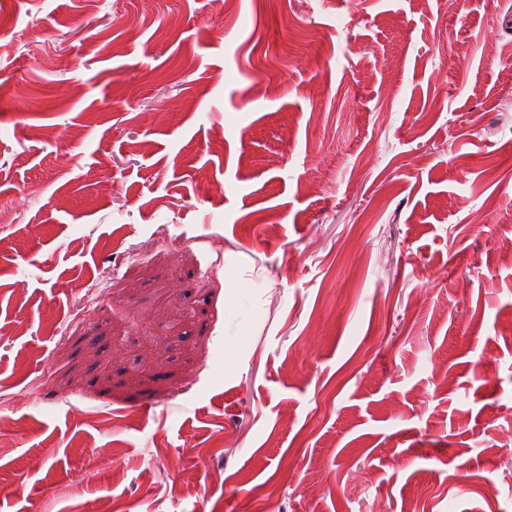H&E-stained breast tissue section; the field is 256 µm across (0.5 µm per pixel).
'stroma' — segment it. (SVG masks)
<instances>
[{
    "label": "stroma",
    "mask_w": 512,
    "mask_h": 512,
    "mask_svg": "<svg viewBox=\"0 0 512 512\" xmlns=\"http://www.w3.org/2000/svg\"><path fill=\"white\" fill-rule=\"evenodd\" d=\"M0 512H512V0H10Z\"/></svg>",
    "instance_id": "35a3bbf8"
}]
</instances>
